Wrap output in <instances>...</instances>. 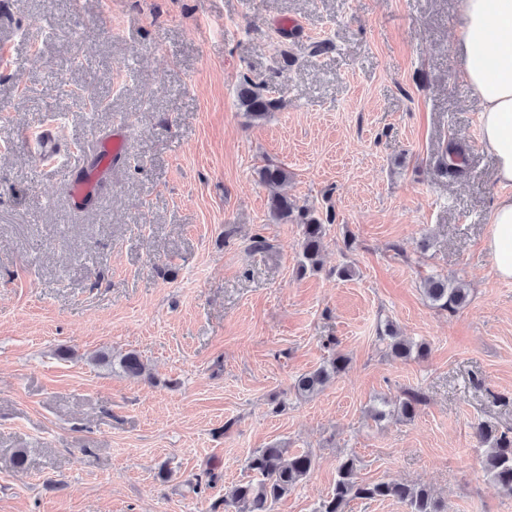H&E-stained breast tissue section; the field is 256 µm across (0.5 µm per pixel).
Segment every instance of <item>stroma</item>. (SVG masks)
Segmentation results:
<instances>
[{
    "label": "stroma",
    "mask_w": 512,
    "mask_h": 512,
    "mask_svg": "<svg viewBox=\"0 0 512 512\" xmlns=\"http://www.w3.org/2000/svg\"><path fill=\"white\" fill-rule=\"evenodd\" d=\"M459 22V0H0V512H224L273 444L314 457L273 512H314L348 456L448 512H512L475 436L512 428V281L484 246L502 187ZM245 77L278 101L262 121ZM49 121L67 167L23 135ZM117 130L75 205L72 167ZM270 163L287 182L261 181ZM276 194L320 218L319 270ZM432 275L468 305H430ZM389 326L428 356L392 357ZM130 352L141 378L98 361ZM407 393L413 419L373 418ZM123 151L124 139L121 134H113L108 139L101 141L97 146V169L105 165L111 157L112 159L119 158L123 154ZM112 159L109 165L112 164ZM467 165V150L463 149L461 142L456 140L449 141L443 156V171L450 176H459L465 173ZM347 358L336 353L327 365L303 374L296 382L295 388L299 395L307 396L317 392L329 379L339 375L345 370Z\"/></svg>",
    "instance_id": "obj_1"
}]
</instances>
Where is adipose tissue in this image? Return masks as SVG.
<instances>
[{
  "instance_id": "ef3b65f1",
  "label": "adipose tissue",
  "mask_w": 512,
  "mask_h": 512,
  "mask_svg": "<svg viewBox=\"0 0 512 512\" xmlns=\"http://www.w3.org/2000/svg\"><path fill=\"white\" fill-rule=\"evenodd\" d=\"M463 75L480 104V137L503 188L485 246L496 277L512 279V0H462Z\"/></svg>"
}]
</instances>
